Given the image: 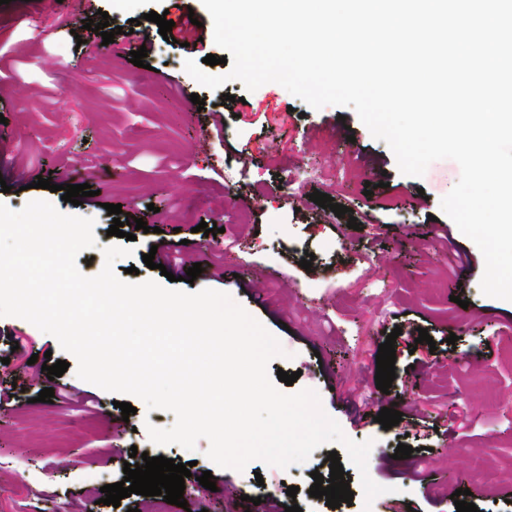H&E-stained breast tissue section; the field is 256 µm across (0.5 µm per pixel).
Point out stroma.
<instances>
[{"label":"stroma","mask_w":512,"mask_h":512,"mask_svg":"<svg viewBox=\"0 0 512 512\" xmlns=\"http://www.w3.org/2000/svg\"><path fill=\"white\" fill-rule=\"evenodd\" d=\"M200 23L199 46L169 45L153 35L146 67L134 66L123 44H103L85 30L79 14L63 15L52 0H6L0 5V178L9 192L0 202L18 210L33 200L60 212L93 219L96 245L77 257L80 272L97 276L108 235L106 204L147 223L137 232L128 267L138 281L160 280L142 260L156 230L189 238L206 263L220 262L224 277L177 282L190 292L230 294L281 343L270 373H297L294 389L315 390L325 412L356 442L372 441L371 479L386 494L365 504L356 468L343 462L354 495L333 509L308 493L312 471L329 475L321 446L288 469L250 462L237 471L213 465L207 440L195 452L154 444L147 425L166 429L171 412L147 410L123 418L115 394L79 379L74 369L54 378L55 393L70 391L86 404L41 403L32 355L66 360L57 339L18 317H0V389L17 388L18 399L0 405V504L11 512H457L456 489H472L479 512H512V301L485 296V261L478 247L443 214L440 202L460 178L445 159L420 177L402 174L389 146L375 139L347 107L316 110L276 83L247 91L239 81L213 90L184 69L186 59L222 56L202 0H181ZM111 26L130 30L132 20L160 11L161 0H93ZM232 94L223 112L224 136L216 138L212 110L218 93ZM204 98V107L190 100ZM256 113L277 110L287 123L262 128L241 116L243 103ZM75 107L74 121L64 111ZM58 185L90 184L97 198L76 206L60 193L36 187L38 177ZM373 184L365 194V184ZM329 194L354 212L347 218L311 201ZM213 223L220 234L198 232ZM468 264L449 266L448 249ZM313 253L311 269L299 262ZM468 308H461L460 300ZM396 377L389 393L376 387V355L394 327ZM427 329L433 344L418 343ZM456 343H448L449 335ZM396 407L397 426L383 429L379 411ZM454 409L469 427L438 431L439 416ZM411 446L397 460L398 445ZM191 464L186 507L161 497L131 495L119 507L101 504L100 489L122 481L131 450ZM211 472L215 490L199 484ZM297 487L296 496L286 494ZM260 505H253V498Z\"/></svg>","instance_id":"35a3bbf8"}]
</instances>
